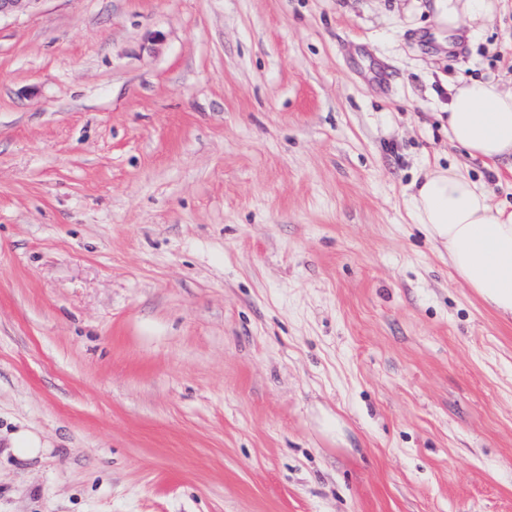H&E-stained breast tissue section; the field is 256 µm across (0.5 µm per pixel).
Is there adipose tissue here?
Returning <instances> with one entry per match:
<instances>
[{
    "mask_svg": "<svg viewBox=\"0 0 512 512\" xmlns=\"http://www.w3.org/2000/svg\"><path fill=\"white\" fill-rule=\"evenodd\" d=\"M499 0H452L440 15L449 31L492 17ZM448 140L469 157L497 163L512 157V92L482 78L450 89ZM414 223L448 253V264L503 318L512 319V210L492 205L484 183L458 166H433L412 184Z\"/></svg>",
    "mask_w": 512,
    "mask_h": 512,
    "instance_id": "ef3b65f1",
    "label": "adipose tissue"
}]
</instances>
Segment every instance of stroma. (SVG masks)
I'll list each match as a JSON object with an SVG mask.
<instances>
[{"instance_id": "obj_1", "label": "stroma", "mask_w": 512, "mask_h": 512, "mask_svg": "<svg viewBox=\"0 0 512 512\" xmlns=\"http://www.w3.org/2000/svg\"><path fill=\"white\" fill-rule=\"evenodd\" d=\"M0 18V512H512V321L411 220L512 0ZM25 429L45 447L7 453ZM454 1L464 3L452 4ZM501 0H448L446 11L440 15V22L447 26L448 33H453L466 25L468 21L475 22L492 17L499 8Z\"/></svg>"}]
</instances>
